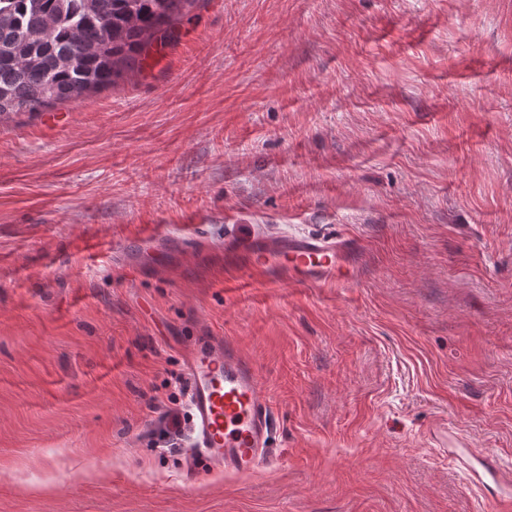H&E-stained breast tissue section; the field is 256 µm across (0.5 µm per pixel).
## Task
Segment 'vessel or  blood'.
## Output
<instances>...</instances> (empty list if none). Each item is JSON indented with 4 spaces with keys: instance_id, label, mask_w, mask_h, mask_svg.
<instances>
[{
    "instance_id": "vessel-or-blood-1",
    "label": "vessel or blood",
    "mask_w": 512,
    "mask_h": 512,
    "mask_svg": "<svg viewBox=\"0 0 512 512\" xmlns=\"http://www.w3.org/2000/svg\"><path fill=\"white\" fill-rule=\"evenodd\" d=\"M229 270L263 284L333 288L361 275L364 249L354 240L260 236L224 246ZM196 445L205 462L228 473L252 472L268 440L270 400L250 358L210 336L185 360Z\"/></svg>"
}]
</instances>
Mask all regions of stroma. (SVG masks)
<instances>
[{"mask_svg":"<svg viewBox=\"0 0 512 512\" xmlns=\"http://www.w3.org/2000/svg\"><path fill=\"white\" fill-rule=\"evenodd\" d=\"M175 31L58 122H0V512H491L512 0H197ZM272 234L359 240L363 278L226 273L225 240ZM201 336L250 357L270 432L254 471L190 482Z\"/></svg>","mask_w":512,"mask_h":512,"instance_id":"obj_1","label":"stroma"}]
</instances>
